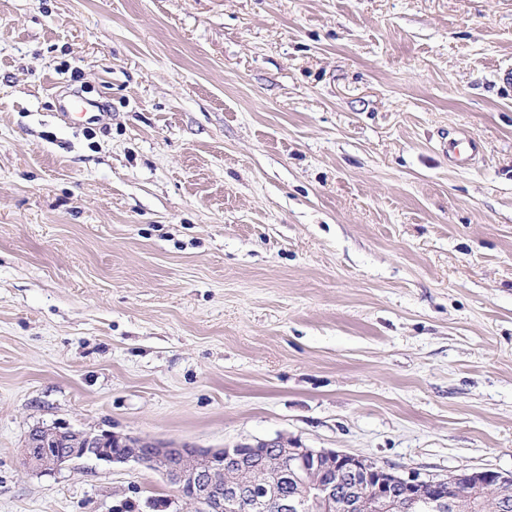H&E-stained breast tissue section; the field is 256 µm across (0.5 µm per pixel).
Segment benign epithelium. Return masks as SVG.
<instances>
[{
	"instance_id": "benign-epithelium-1",
	"label": "benign epithelium",
	"mask_w": 512,
	"mask_h": 512,
	"mask_svg": "<svg viewBox=\"0 0 512 512\" xmlns=\"http://www.w3.org/2000/svg\"><path fill=\"white\" fill-rule=\"evenodd\" d=\"M110 443L120 451L111 452L106 448ZM273 449L279 476L294 484V488L285 493L277 491V485H271V498L278 512H327L329 507L339 505L342 498L349 501L348 507L354 512H390L404 503L427 507L436 500L437 491L450 490L461 479L480 487L489 485L493 479L506 484L512 481V472L487 468L442 477H423L417 471L401 475L370 459L343 451L292 448L281 437L232 448H199L189 443L155 442L110 431H77L65 425L33 429L23 448V457L28 469L35 473L46 471V461L51 470L58 471L84 457L112 464H148L161 472L170 484L182 491L189 490L185 499L194 506V512H225L231 506L246 502L252 496V488L240 484L224 491L216 489L214 467L263 468L267 453ZM325 459L346 465L351 475L362 478V482L341 491L332 484L315 486L306 481L310 467Z\"/></svg>"
}]
</instances>
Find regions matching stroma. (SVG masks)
<instances>
[{"mask_svg": "<svg viewBox=\"0 0 512 512\" xmlns=\"http://www.w3.org/2000/svg\"><path fill=\"white\" fill-rule=\"evenodd\" d=\"M507 66L512 0H0V512H193L56 423L512 471Z\"/></svg>", "mask_w": 512, "mask_h": 512, "instance_id": "stroma-1", "label": "stroma"}]
</instances>
